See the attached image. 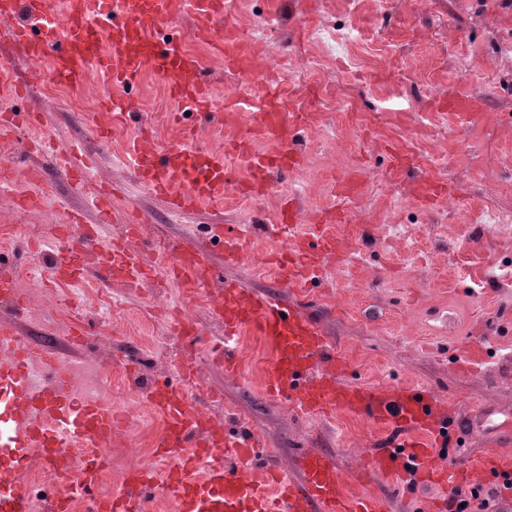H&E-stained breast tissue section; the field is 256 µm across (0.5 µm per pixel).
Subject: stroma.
<instances>
[{"label": "stroma", "mask_w": 512, "mask_h": 512, "mask_svg": "<svg viewBox=\"0 0 512 512\" xmlns=\"http://www.w3.org/2000/svg\"><path fill=\"white\" fill-rule=\"evenodd\" d=\"M506 0H435L423 14L412 13L405 0H385V18L368 11L357 18L351 56L328 54L312 36L314 27L341 22L336 0H286L278 19H270L268 0H239L237 21L255 47V65L291 78L298 60L310 71L296 86L299 98L320 96V111L301 126L299 144L306 164L276 179L272 192L244 196L237 183L248 178L245 163L229 157L235 181L223 202L179 215L168 212L161 196L137 180L123 152L134 127L111 112L97 115L78 103L76 90L59 85L48 67L32 69L16 56L7 28L0 24V67L26 75L31 96L18 109L38 113L36 139L93 154L97 166L86 194L70 191L63 174L46 155H33L26 142L0 139V156L15 158L18 190L34 187L28 177L39 167L54 193L38 211L18 212L15 192H0V267L13 269L28 310L24 331L30 336H65L74 324L89 323L109 346L92 345L81 355L80 369L96 384L117 417L112 440L115 478L137 468L151 451L162 422L144 403L149 384L164 382L182 364L194 365L203 386L186 385L188 397H215V419L241 421L257 432L263 448L282 469L293 470L297 449L334 454L343 477L358 492L392 495L390 481L371 473L367 456L391 433L368 420L336 410L330 417L308 416L269 399L261 375L272 358L259 336H247L241 372L226 375L211 363L204 340L223 336L224 327L208 313L202 297L184 293L166 275L129 291L107 286L94 276L79 284L51 278L53 255L44 243L53 224L68 223L84 210L88 223L90 193L109 183L138 212L148 214L145 250L148 261L167 267L173 247L192 237L224 267L228 279L301 305L323 327L336 353L348 364L346 378L358 386L423 384L447 399L450 411L448 448L470 458L484 449L512 453V224H482L489 205L512 209V163L504 154L512 145V82L471 76L467 94L486 108L483 126L450 125L434 107L435 97L459 87L449 65L455 58L477 61L487 40L474 12L498 13ZM211 80L216 109H224L229 91L243 102L254 101L261 86L250 77L226 73L222 56L208 46L195 48ZM415 75L426 96L406 93L404 79ZM154 145L180 136L166 113L153 109L168 99L165 83L147 75L136 92ZM54 98L46 106V98ZM112 130L110 144L96 137L97 126ZM455 170L438 178L446 157ZM362 177L359 193L339 195L342 180ZM441 180L446 200L415 199L413 177ZM503 185L490 195L487 181ZM293 197L303 222L279 219L281 198ZM337 208L352 221L323 223L342 250L320 280L291 285L266 261L295 234L307 232L323 213ZM220 224L225 234L249 235L253 244L238 265L225 263L213 247L207 227ZM39 244L36 254L16 259L13 242ZM191 321L202 338L190 343L179 335L175 319Z\"/></svg>", "instance_id": "35a3bbf8"}]
</instances>
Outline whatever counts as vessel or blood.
<instances>
[{
	"label": "vessel or blood",
	"instance_id": "b4317fda",
	"mask_svg": "<svg viewBox=\"0 0 512 512\" xmlns=\"http://www.w3.org/2000/svg\"><path fill=\"white\" fill-rule=\"evenodd\" d=\"M231 9V0H0V21L8 23L10 39L27 61H50L62 86L81 88L96 71L126 90L149 69L167 84L174 107L193 99L199 116L221 124L225 116L213 109L200 61L179 48L174 32L179 16L190 13L201 39L223 54L225 68L249 74L253 46L229 22ZM282 97L280 90L268 92L253 106L248 130L232 137L228 150L205 152L209 177L200 182L188 180L183 166L194 126L184 125L183 139L162 151L149 144L145 132H138L127 144L136 177L150 192L165 197L173 211H189L223 198L230 184L226 158L232 153L252 171L243 192L266 193L271 187L268 174L289 173L304 164L295 137L284 130L285 117L277 106ZM437 105L470 125L483 122V107L467 94L440 99ZM259 141L271 144V151H256ZM52 160L72 190L83 192L94 159L64 148ZM91 204L97 223L76 218L58 225L53 276L84 279L87 258L94 254L105 282L136 288L153 280L155 268L136 246L146 217L134 215L116 193L106 190L94 194ZM109 222L122 225L123 234L105 244L100 230ZM210 232L226 262L242 261L250 244L246 235L225 237L215 226ZM335 251V238L320 230L309 241L291 239L288 250L271 263L288 282L312 283L322 260ZM168 274L192 293L219 285L208 305L224 325V342L214 347L213 355L227 373L238 369L242 336H262L274 352L262 377L268 397L317 415L340 408L378 428L400 431L402 441L372 452L368 467L394 486L412 482L414 503L425 504L427 512H443V500L428 495L445 480L437 458L448 440V411L440 396L421 385L363 388L343 383L340 376L347 364L331 353L311 317L295 305L224 279L209 252L195 242L177 248ZM0 303L16 312L22 309L17 280L8 271L0 272ZM91 343L78 326L70 331L66 347L36 345L22 335L18 319L0 321V463L8 467L0 483V512H34L23 470L24 461L33 456L45 462L56 484L45 512H71L77 497L85 502L86 512H144L147 502L159 498L169 502L172 512H391L387 498L349 490L336 459L310 448L296 456L297 476L258 471L256 462L264 453L260 437L215 425L185 393L184 382L195 376L188 365L179 372L180 385L157 384L146 394L164 421L153 446L157 455L170 459V468L160 477L144 468L131 470L120 492L103 491L100 472L106 459L98 449L111 439L116 415L111 404L82 400L70 371L74 355ZM219 448L226 463L214 460ZM491 473L503 489L512 488V455L486 449L464 462L461 485L469 492L484 491Z\"/></svg>",
	"mask_w": 512,
	"mask_h": 512
}]
</instances>
